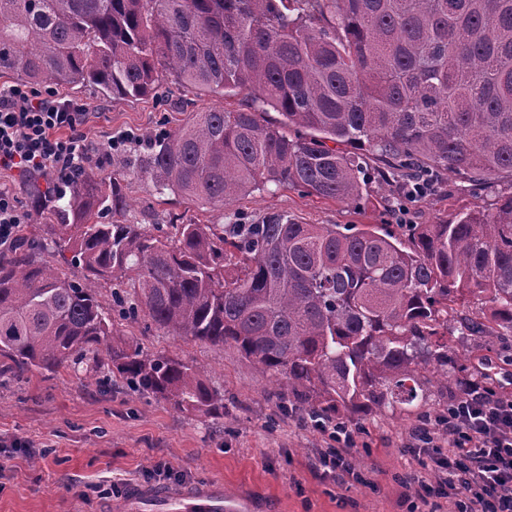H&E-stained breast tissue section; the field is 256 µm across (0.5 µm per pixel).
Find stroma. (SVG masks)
Instances as JSON below:
<instances>
[{
	"label": "stroma",
	"instance_id": "35a3bbf8",
	"mask_svg": "<svg viewBox=\"0 0 512 512\" xmlns=\"http://www.w3.org/2000/svg\"><path fill=\"white\" fill-rule=\"evenodd\" d=\"M54 94L85 105L87 122L80 133L93 146L108 135L129 134L123 151L96 166L102 177L135 167L148 139L192 113L252 104L243 94L191 92L171 78L158 97L115 101L89 84L58 87ZM368 187L371 198L359 205L271 185L209 208L158 193L150 180H136L127 189L128 218L156 225L163 236L177 224H250L274 213L303 224L393 223L389 204L395 187L377 178L369 179ZM507 189L500 182L476 191L444 174L431 194L410 203L408 219L449 221L460 210L491 206ZM114 324L115 340L194 366L223 394V417L176 412L118 376L105 388L66 373L29 371L1 381L0 512H113L134 485L174 490L211 480L254 498L262 512H407L413 501L428 512L419 485L402 482L404 474L419 468L408 447L421 425L441 433L439 420L458 394L459 381L425 385L412 405L366 412L354 425L356 475L326 476L314 463L329 446L328 437L280 403L272 394V378L234 347L174 336L144 318L118 317Z\"/></svg>",
	"mask_w": 512,
	"mask_h": 512
}]
</instances>
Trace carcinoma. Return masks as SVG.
I'll list each match as a JSON object with an SVG mask.
<instances>
[{"instance_id":"obj_1","label":"carcinoma","mask_w":512,"mask_h":512,"mask_svg":"<svg viewBox=\"0 0 512 512\" xmlns=\"http://www.w3.org/2000/svg\"><path fill=\"white\" fill-rule=\"evenodd\" d=\"M0 72L93 84L112 99L247 92L149 141L129 173L83 171L66 192L34 179L39 224L0 254V377L117 372L180 413L224 416V395L177 357L114 343L97 298L176 336L230 344L286 382L307 415L412 404L462 369L448 322L512 335V0H0ZM283 120L271 123L264 107ZM379 160L405 185L448 173L506 178L488 209L445 224H128L127 178L201 206L277 186L365 199ZM72 256L76 282L43 258ZM481 307L468 306L469 298Z\"/></svg>"}]
</instances>
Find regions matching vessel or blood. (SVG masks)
Masks as SVG:
<instances>
[{
    "label": "vessel or blood",
    "instance_id": "b4317fda",
    "mask_svg": "<svg viewBox=\"0 0 512 512\" xmlns=\"http://www.w3.org/2000/svg\"><path fill=\"white\" fill-rule=\"evenodd\" d=\"M163 505L165 512H251L246 499L225 494L222 483L209 481L178 491H145L130 488L117 512H142L148 502Z\"/></svg>",
    "mask_w": 512,
    "mask_h": 512
}]
</instances>
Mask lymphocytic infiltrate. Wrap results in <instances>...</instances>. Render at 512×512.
Here are the masks:
<instances>
[{"instance_id":"lymphocytic-infiltrate-1","label":"lymphocytic infiltrate","mask_w":512,"mask_h":512,"mask_svg":"<svg viewBox=\"0 0 512 512\" xmlns=\"http://www.w3.org/2000/svg\"><path fill=\"white\" fill-rule=\"evenodd\" d=\"M86 108L70 100L42 95L26 85L0 91V172L23 177L52 176L57 188L88 163H103L124 139L96 149L78 132ZM442 423L447 445L435 443L428 429L415 436L416 446L439 468L436 497L453 504V512H512V396H498L481 385L470 386ZM334 442L318 456L316 469L352 474V429L336 421L324 429Z\"/></svg>"}]
</instances>
